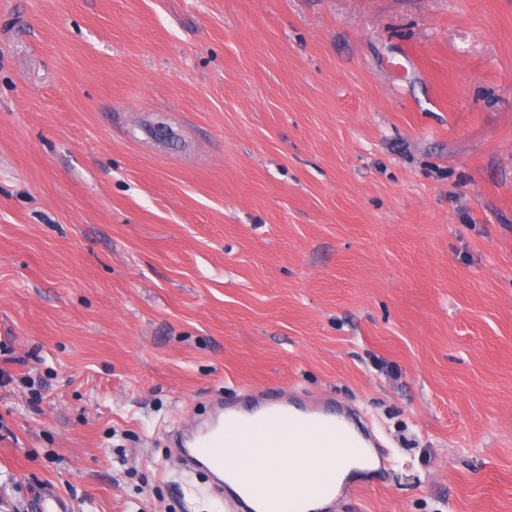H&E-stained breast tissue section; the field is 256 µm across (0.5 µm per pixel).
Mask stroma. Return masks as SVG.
<instances>
[{
    "label": "stroma",
    "mask_w": 512,
    "mask_h": 512,
    "mask_svg": "<svg viewBox=\"0 0 512 512\" xmlns=\"http://www.w3.org/2000/svg\"><path fill=\"white\" fill-rule=\"evenodd\" d=\"M0 512H228L168 431L364 409L334 512H512V0H0Z\"/></svg>",
    "instance_id": "stroma-1"
}]
</instances>
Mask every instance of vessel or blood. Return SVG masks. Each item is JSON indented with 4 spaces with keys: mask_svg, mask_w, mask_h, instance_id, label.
<instances>
[{
    "mask_svg": "<svg viewBox=\"0 0 512 512\" xmlns=\"http://www.w3.org/2000/svg\"><path fill=\"white\" fill-rule=\"evenodd\" d=\"M212 421L193 434L183 456L207 469L217 486H234L236 512H324L339 492L355 499L367 492L359 484L342 489L341 472L352 464L372 466L366 425L329 398L285 400L273 392H247L234 403L214 400ZM248 448L260 458L298 450L307 468L284 479L273 467L238 465L232 451Z\"/></svg>",
    "mask_w": 512,
    "mask_h": 512,
    "instance_id": "obj_1",
    "label": "vessel or blood"
}]
</instances>
